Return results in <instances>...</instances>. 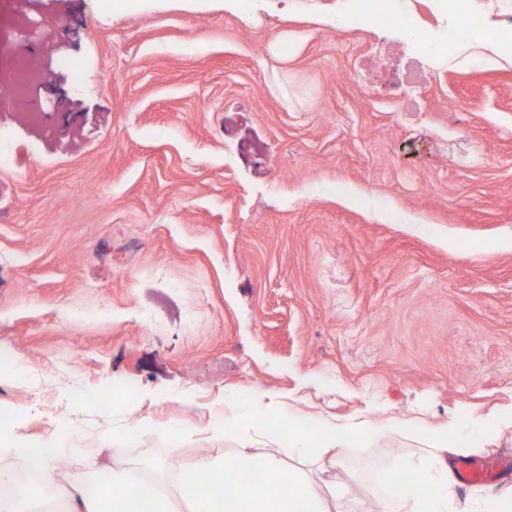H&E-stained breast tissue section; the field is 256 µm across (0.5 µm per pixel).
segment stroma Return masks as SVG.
Instances as JSON below:
<instances>
[{
	"instance_id": "obj_1",
	"label": "stroma",
	"mask_w": 512,
	"mask_h": 512,
	"mask_svg": "<svg viewBox=\"0 0 512 512\" xmlns=\"http://www.w3.org/2000/svg\"><path fill=\"white\" fill-rule=\"evenodd\" d=\"M342 5L0 0L28 22L0 39V436L77 423L60 484L194 468L261 392L378 428L336 469L373 512L417 446L392 423L512 412V67H434Z\"/></svg>"
}]
</instances>
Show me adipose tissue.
I'll return each mask as SVG.
<instances>
[{
    "label": "adipose tissue",
    "instance_id": "1",
    "mask_svg": "<svg viewBox=\"0 0 512 512\" xmlns=\"http://www.w3.org/2000/svg\"><path fill=\"white\" fill-rule=\"evenodd\" d=\"M455 18L476 26L481 35L454 49H447L439 32L418 34L422 50L434 64L464 69L480 65L497 70L512 65V23L496 20L492 11L474 0H455ZM275 421L274 434L289 447L314 448L317 457L337 455L362 429L361 424H342L326 419L307 427L293 412L267 403L257 395L251 409L227 406L211 427L220 436L238 429L243 436L238 448L220 458L203 459L182 471L172 484L139 481L132 468L112 465L104 472L97 493L83 484L58 487L53 459L71 454L70 445L54 442L49 452L30 455L32 479L23 494L6 493L14 481L11 469L0 467V512H42L45 489H53L54 512H352L335 478L316 484L299 469L285 468L275 452H258L262 434L253 425L255 414ZM420 447L400 459L374 491L377 512H512V486L504 487L482 501L460 498L448 465L452 450L442 430L423 429ZM259 473L247 480L243 466ZM405 475L394 485L395 475Z\"/></svg>",
    "mask_w": 512,
    "mask_h": 512
}]
</instances>
